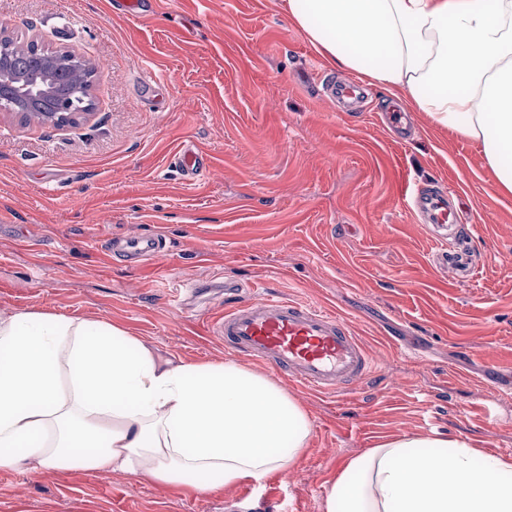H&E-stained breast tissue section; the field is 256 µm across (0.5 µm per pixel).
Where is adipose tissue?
<instances>
[{"label": "adipose tissue", "instance_id": "ef3b65f1", "mask_svg": "<svg viewBox=\"0 0 512 512\" xmlns=\"http://www.w3.org/2000/svg\"><path fill=\"white\" fill-rule=\"evenodd\" d=\"M335 67L481 143L512 193V0H286ZM309 418L234 361H159L111 322L0 314V468L121 471L201 490L299 456ZM325 512H512V460L403 434L349 460Z\"/></svg>", "mask_w": 512, "mask_h": 512}]
</instances>
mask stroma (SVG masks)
Here are the masks:
<instances>
[{
	"label": "stroma",
	"instance_id": "1",
	"mask_svg": "<svg viewBox=\"0 0 512 512\" xmlns=\"http://www.w3.org/2000/svg\"><path fill=\"white\" fill-rule=\"evenodd\" d=\"M95 64L88 119L63 129L0 112V313L105 320L173 360L221 363L186 289L233 279L335 311L377 359L341 399L245 358L307 413L308 444L256 498L273 512H324L337 473L404 434L469 438L512 458V193L480 143L413 113L407 140L377 115L318 94L342 78L283 0H157L153 16L108 0H0V27ZM163 76L161 90L142 83ZM210 159L184 181V145ZM451 188L469 226L472 272L436 267L439 229L416 223L406 184ZM163 234L133 266L114 238ZM240 485L184 491L143 475L0 468V512H242Z\"/></svg>",
	"mask_w": 512,
	"mask_h": 512
}]
</instances>
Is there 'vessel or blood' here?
<instances>
[{
	"mask_svg": "<svg viewBox=\"0 0 512 512\" xmlns=\"http://www.w3.org/2000/svg\"><path fill=\"white\" fill-rule=\"evenodd\" d=\"M330 97L345 105L364 96L354 80L326 82ZM207 167L202 154L184 152L180 172L185 180L197 178ZM406 206L421 223L447 230L450 238L442 263L457 274L467 275L472 260L458 235L462 219L450 194L425 186L404 194ZM131 265L160 255L161 235L132 236L116 242ZM210 335L224 341L231 355L244 357L276 370L290 381L324 395L344 396L371 376L375 356L346 320L315 305L274 298L255 288L231 282L224 285V310L207 321Z\"/></svg>",
	"mask_w": 512,
	"mask_h": 512,
	"instance_id": "b4317fda",
	"label": "vessel or blood"
}]
</instances>
